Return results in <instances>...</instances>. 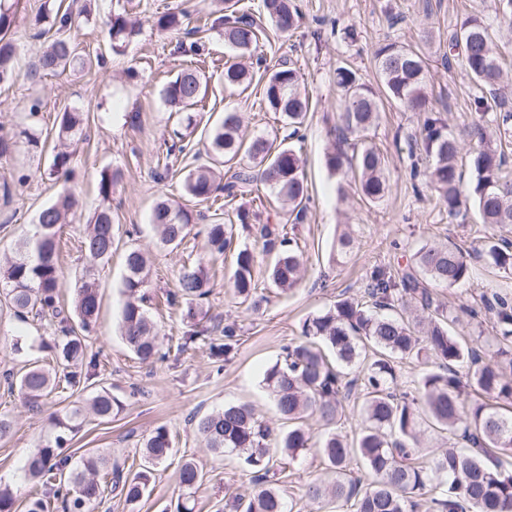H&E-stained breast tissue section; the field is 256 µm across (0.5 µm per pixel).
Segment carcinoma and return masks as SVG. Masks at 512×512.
<instances>
[{"label": "carcinoma", "instance_id": "carcinoma-1", "mask_svg": "<svg viewBox=\"0 0 512 512\" xmlns=\"http://www.w3.org/2000/svg\"><path fill=\"white\" fill-rule=\"evenodd\" d=\"M215 9L204 18V27L217 29L224 43L238 58L253 64L224 63V87L247 89L263 31L251 13L232 0H213ZM263 9L273 28L288 34L298 28L299 12L293 0H263ZM16 0H0V83L19 76V55L9 37L16 22ZM74 22L71 8L61 0H44L34 25L46 46L39 68L55 71L71 67L83 70L92 61L78 55L68 31ZM180 11L159 15L160 30H179ZM113 53L122 52L134 31L126 11L117 10L105 20ZM449 51L461 55L473 82L489 96L474 99V117L459 133L448 129L441 113L433 111L427 88V67L410 44L387 43L374 54L378 89L360 81L356 71L336 68V87L342 110L334 129V142L326 155L331 174L353 183L356 193L368 203L381 201L389 191L383 154L372 143V130L385 101L398 102L416 115L419 151L429 165L411 164L415 193L427 189L455 220L461 215L462 172L457 156L462 145H470L472 178L468 195L482 223L498 228V237L478 248L487 266L512 273V172L507 159L512 152V103L501 94L503 65L494 47L491 25L481 16H466L448 36ZM206 79L195 69L180 71L166 86L167 103L179 112L203 102ZM263 96L268 107L284 117L289 133L279 143L264 137L248 139L236 112L206 131L205 162L184 179L187 194L202 201L229 205L251 191L255 179L272 186L276 197L288 206L293 221H304L308 188L302 160L287 140L299 136L308 99L302 74L294 65L280 64L266 73ZM495 110L488 121V111ZM80 112H64L57 130L58 140L71 145L82 137ZM248 156L258 173L242 168L231 180L217 182V168ZM74 152L60 150L53 156L46 176L55 181L70 179ZM121 178L118 169L104 170L99 193L107 200ZM76 205L64 194L43 208L32 235L17 247L13 257L0 265V292L17 316L50 320L55 336L47 347L55 365H37L15 375L4 373L10 389L18 390L29 407L41 409L59 390L80 387L92 376L94 360L87 359L86 335L96 323L99 286L84 276L76 283L73 312L60 305L62 280L58 264L59 230ZM192 219L182 207L164 199L157 202L153 227L160 243L176 248L187 237ZM213 253L222 255L232 247L235 228L231 224L205 225ZM262 240L263 251L273 255L269 267L272 287L286 292L301 283L302 257L278 224L250 228ZM112 207L105 206L89 219L81 247L94 259L112 257ZM256 255L249 248L238 250L230 277L241 302L253 301L256 293ZM122 285L127 300L120 317V335L127 348L143 363L158 355L157 327L144 304L148 284V257L137 247L124 257ZM471 281L466 250L455 243L424 245L405 267L392 274L382 267L370 273L365 294L369 302L345 298L315 315L302 327L304 340L283 350L282 359L269 367L263 383L270 392L277 414L288 421V431L278 432L247 404H227L196 420L197 434L207 448L222 455L238 454L252 485V493L225 499L231 512H286L280 487L287 483L286 467L269 454L274 443L288 463L312 447L311 418L324 429L318 442L324 464L335 474L330 484L313 481L305 485L301 499L320 504L342 503L350 512H512V466L502 457H512V298L499 292L484 293L482 308L489 315L495 350H481L473 339L455 330L459 316L436 302L431 286L459 289ZM209 277L204 267L181 269L177 291L167 294L173 307L184 301L182 316L191 321L197 303L209 295ZM238 339L236 328L224 327V343H213L211 355L229 358ZM426 360L431 368L420 374L415 392L397 386L396 369L405 361ZM356 410L357 428L342 435L335 426L344 414L343 403ZM117 402L103 389L88 400V406L73 405L53 414L56 435L44 441L25 463L28 476L41 483L44 494L30 499L25 512H45L47 499L62 503L63 512H98L106 495L115 494L134 504L146 493L150 475L172 452L169 429L160 425L144 441L143 463L133 471L110 463L98 449L88 452L80 464L70 467L62 450L68 436L77 433L85 411L106 421ZM448 439V447L427 459L422 455L426 432ZM203 480L202 469L192 459L179 469L184 491L177 512H193L194 494Z\"/></svg>", "mask_w": 512, "mask_h": 512}]
</instances>
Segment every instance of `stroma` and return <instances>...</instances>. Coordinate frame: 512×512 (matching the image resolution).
Listing matches in <instances>:
<instances>
[{
    "instance_id": "obj_1",
    "label": "stroma",
    "mask_w": 512,
    "mask_h": 512,
    "mask_svg": "<svg viewBox=\"0 0 512 512\" xmlns=\"http://www.w3.org/2000/svg\"><path fill=\"white\" fill-rule=\"evenodd\" d=\"M91 17L81 19L72 36L80 53L104 54L102 68L56 72L36 70L43 42L35 36L34 19L43 0H20L12 35L19 46L22 74L14 82L0 84V134L31 129L38 146L24 139L14 142L9 155L0 158V260L12 257L29 233L38 212L54 203L63 192H72L79 206L70 224L61 232L59 267L63 288L60 302L70 307L75 285L84 272L94 274L101 298L97 323L88 338V353L97 363L94 375L78 390L53 397L41 411H33L9 391L0 377V413L13 421L11 433L0 439V484L9 486L18 501L25 503L41 493L38 482L24 471L26 459L40 448L52 429V413L68 403L108 389L118 402L109 422L88 418L67 447L72 462H79L88 449L108 452L111 461L129 464L139 460L145 438L159 425L171 434V456L153 472L148 493L129 504L107 497L99 512H176L181 499L178 471L185 459H194L204 478L195 499V512H218L229 490H245L247 479L237 456H218L204 447L191 423L227 403H246L279 430L281 420L274 401L263 385L265 371L284 346L300 341L301 326L313 314L332 307L337 300L361 297L371 270L381 266L395 271L403 267L423 244L452 240L470 247L491 236L493 227L481 223L473 205H466L464 223L449 221L432 197L416 199L410 187L412 160L407 138L415 134L417 119L398 103L385 104L373 138L384 152L390 190L379 202H361L347 182L332 175L326 165L329 131L340 112V93L335 70L347 62L362 82L376 86L374 53L393 41L422 46L427 59L432 106L444 113L450 128H458L474 112L478 88L460 59L444 60L438 44L447 40L460 19L479 14L492 25L500 54L512 60V24L496 18L491 0H294L301 13L298 29L290 35L266 29L260 50L269 66L283 60L297 63L310 112L305 138L298 143L308 195L307 216L292 224L268 186L224 207L214 215L207 203L188 195L183 180L197 166L193 155L171 163L166 149L174 132L183 130L182 113L165 101L164 89L181 68L196 63L208 79V94L193 116L194 143L204 141L206 130L225 112L240 113L246 136L275 137L283 133V118L266 105L263 81L254 77L245 92L226 89L224 63L232 56L224 37L214 31L203 34V53L190 60L180 50L190 36L157 30L152 25L158 13L185 11L189 27L199 26L211 0H88ZM142 22L130 38L123 55L108 52L104 21L118 3ZM353 26L357 40L341 42L331 32L334 23ZM38 103L36 117H29L31 103ZM82 113L83 139L75 147L74 176L61 184L45 177L44 171L56 152L57 121L62 112ZM119 169L122 178L112 192L114 248L109 260L89 257L80 240L90 215L101 208L100 173ZM175 200L203 223L192 226L181 246L161 245L150 222L160 197ZM246 210L254 224L284 225L303 252V279L299 287L274 293L265 268L271 258L259 256L255 278L263 302L254 309L240 303L230 288L232 259L211 253L204 224H233L238 210ZM351 233L355 245L341 252L339 240ZM149 253L151 269L145 290L147 305L159 329L160 359L142 364L129 353L120 333V310L125 301L122 288L123 257L130 247ZM204 266L210 275V295L199 308L197 323L202 334L193 344L183 342L187 329L179 309L162 306L166 291L175 289L184 263ZM472 285L468 292L439 288L438 301L455 310L476 305L482 291L512 293V274L490 271L482 260H474ZM235 326L238 344L230 360L218 363L210 355L211 340L222 337L225 326ZM54 328L47 321L18 319L5 298L0 297V373L18 372L28 365H48L51 352L44 348ZM21 352H14V344ZM320 454L308 451L295 461L283 488L286 502L294 503L312 480H331Z\"/></svg>"
}]
</instances>
